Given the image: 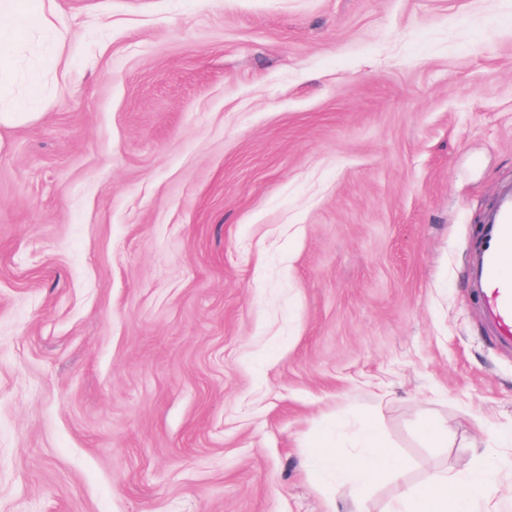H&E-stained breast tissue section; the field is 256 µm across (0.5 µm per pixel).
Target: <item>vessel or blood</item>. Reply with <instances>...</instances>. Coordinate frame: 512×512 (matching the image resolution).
<instances>
[{
    "label": "vessel or blood",
    "instance_id": "1",
    "mask_svg": "<svg viewBox=\"0 0 512 512\" xmlns=\"http://www.w3.org/2000/svg\"><path fill=\"white\" fill-rule=\"evenodd\" d=\"M466 275L488 338L496 349L512 352V186L498 195L480 224Z\"/></svg>",
    "mask_w": 512,
    "mask_h": 512
}]
</instances>
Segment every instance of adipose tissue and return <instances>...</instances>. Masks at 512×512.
<instances>
[{
  "mask_svg": "<svg viewBox=\"0 0 512 512\" xmlns=\"http://www.w3.org/2000/svg\"><path fill=\"white\" fill-rule=\"evenodd\" d=\"M54 0H0V88L17 75V47L30 34L58 39L65 23L53 8ZM360 455L344 462L338 441L328 434L316 443L318 473H335L348 491L352 512H364L373 484L409 468L408 460L387 448L371 425L359 434ZM500 478L498 467L480 462L467 473H446L424 485L409 488L395 500L391 512H498L488 497Z\"/></svg>",
  "mask_w": 512,
  "mask_h": 512,
  "instance_id": "adipose-tissue-1",
  "label": "adipose tissue"
}]
</instances>
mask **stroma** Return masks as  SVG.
I'll list each match as a JSON object with an SVG mask.
<instances>
[{
  "instance_id": "obj_1",
  "label": "stroma",
  "mask_w": 512,
  "mask_h": 512,
  "mask_svg": "<svg viewBox=\"0 0 512 512\" xmlns=\"http://www.w3.org/2000/svg\"><path fill=\"white\" fill-rule=\"evenodd\" d=\"M0 126V512H351L315 437L512 462L464 279L512 182V0H55ZM448 425V445L419 430ZM42 69L45 68L40 58L32 62L28 91L24 98L17 99L13 102L14 112H2V107L0 108L1 125L13 124L18 120H28L39 117L41 112L34 111L37 110L42 100L41 85L38 81V72Z\"/></svg>"
}]
</instances>
